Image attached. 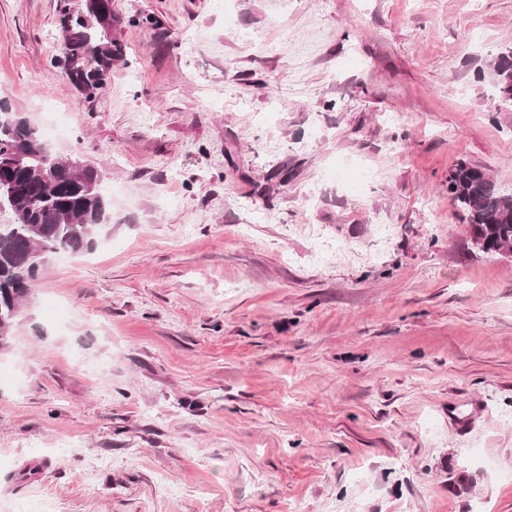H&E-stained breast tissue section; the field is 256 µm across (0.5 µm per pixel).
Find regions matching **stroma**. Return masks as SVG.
Wrapping results in <instances>:
<instances>
[{
    "mask_svg": "<svg viewBox=\"0 0 512 512\" xmlns=\"http://www.w3.org/2000/svg\"><path fill=\"white\" fill-rule=\"evenodd\" d=\"M79 4L0 0V101L110 189L0 353V512H512V257L448 192L512 193V0H112L89 99ZM82 2L79 10L64 11L59 18L66 51L55 61L72 84L90 98L106 84L114 63L123 59V49L108 36L115 20L112 0ZM512 51V47L501 49L496 55L492 56V59L487 62V68L492 76V86L495 88L496 93L504 103H510L512 105V86H511V97L508 99L504 98V85L503 77L505 74H511L512 72V54L508 53ZM448 192L466 213L478 249L498 254L512 246V194L503 193L485 168L458 162L449 173Z\"/></svg>",
    "mask_w": 512,
    "mask_h": 512,
    "instance_id": "1",
    "label": "stroma"
}]
</instances>
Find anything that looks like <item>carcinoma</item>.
<instances>
[{
	"mask_svg": "<svg viewBox=\"0 0 512 512\" xmlns=\"http://www.w3.org/2000/svg\"><path fill=\"white\" fill-rule=\"evenodd\" d=\"M113 22L112 0H83L79 10L59 18L66 51L56 56L57 67L87 98L106 84L114 63L123 59L121 45L108 36ZM487 68L498 97L504 98L503 77L512 72L509 49L492 56ZM506 102L512 104V97ZM48 148L27 116L0 103V205L13 217L0 224V343L6 348L43 270L34 253L88 251L92 229L108 220L97 167L88 164L76 174L60 162L52 185L39 178L38 170L48 166ZM448 192L466 213L478 249L496 254L512 246V194L503 193L485 168L457 163L448 176Z\"/></svg>",
	"mask_w": 512,
	"mask_h": 512,
	"instance_id": "cac0c4a2",
	"label": "carcinoma"
}]
</instances>
